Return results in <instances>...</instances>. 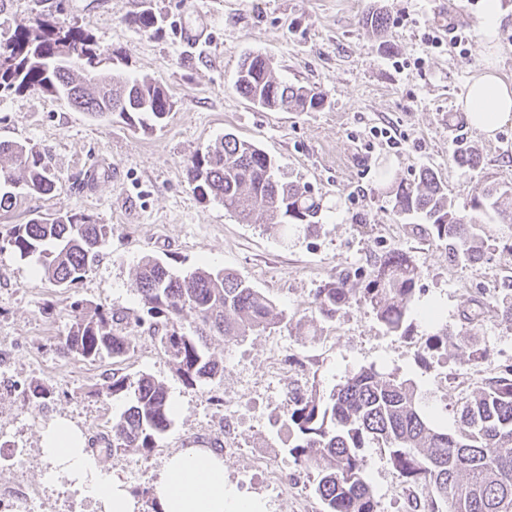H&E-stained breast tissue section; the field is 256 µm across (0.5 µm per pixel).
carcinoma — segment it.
I'll list each match as a JSON object with an SVG mask.
<instances>
[{"label": "carcinoma", "mask_w": 512, "mask_h": 512, "mask_svg": "<svg viewBox=\"0 0 512 512\" xmlns=\"http://www.w3.org/2000/svg\"><path fill=\"white\" fill-rule=\"evenodd\" d=\"M377 35L387 28L381 7L362 18ZM133 22L145 31L161 29L158 18L142 11ZM112 56L79 26H63L52 13L37 12L28 26L0 43V97L23 90L40 91L85 112L94 119L114 113L144 131L165 122L174 102L154 78L112 72ZM235 89L268 110L307 112L323 105L313 89L289 84L276 76L274 62L253 54L241 62ZM459 167L473 169L479 155L470 146L455 152ZM192 192L213 198L241 221L265 217L270 228L318 223L320 200L295 180L279 174L276 161L255 144L226 134L220 143L186 164ZM56 176L48 158L20 142H0V209L12 208L20 189L28 196L52 193ZM392 208L402 216H420L432 239L447 243L448 258L471 264L490 255L512 254V235L495 237L484 225L461 215L435 172L425 169L392 190ZM470 208L493 213L498 224L512 225V182H493L475 192ZM112 225L98 224L80 212L45 217L34 214L12 228L7 243L22 259L37 258L42 277L58 288H69L96 263ZM420 270L403 251L380 255L359 289V301L389 331L399 333L415 310ZM350 277L339 272L317 289L311 308L332 320L351 300ZM134 291L143 304L140 325L163 328L160 342L189 382L214 381L219 363L208 355L211 339L228 340L264 331L283 314L264 293L233 272L198 267L173 272L161 259L146 256L136 271ZM501 322L512 325V282L504 283L498 299ZM71 323L59 351L94 362L120 358L130 344L124 318L99 309L71 306ZM192 331H182L183 322ZM100 393L128 402L112 421V447L149 454L170 428L174 411L165 384L154 376L116 372ZM294 442L288 452L296 464L317 472L313 493L322 512H380L366 478L363 449L373 445L389 460L409 491L429 495L407 498L408 512H512V365L477 386L457 409L453 425L426 405L413 381L362 368L347 376L329 395L317 390L291 394L286 418Z\"/></svg>", "instance_id": "carcinoma-1"}]
</instances>
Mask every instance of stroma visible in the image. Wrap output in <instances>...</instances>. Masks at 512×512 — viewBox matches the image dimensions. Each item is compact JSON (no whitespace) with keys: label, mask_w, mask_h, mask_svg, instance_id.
<instances>
[{"label":"stroma","mask_w":512,"mask_h":512,"mask_svg":"<svg viewBox=\"0 0 512 512\" xmlns=\"http://www.w3.org/2000/svg\"><path fill=\"white\" fill-rule=\"evenodd\" d=\"M390 16L389 50L362 24L372 2ZM163 19L159 32L133 22L142 10ZM52 12L62 25L76 24L111 52L113 70L156 78L174 102L162 126L145 132L119 117L98 121L64 101L38 91L0 97V141H16L47 153L56 187L46 196H23L0 210V345L20 342L24 351L9 375L42 391L24 400L0 385V455L26 452L27 483L43 494L37 512H97L92 498L68 484H49L41 434L66 419L87 437L109 434L126 405L100 395L106 377L148 373L162 380L176 412L169 430L149 455L115 450L95 461L122 479L139 512H153V482L166 459L186 448H208L224 456L227 484L259 499L267 512H321L312 492L315 472L301 469L288 452L282 427L288 393H329L346 376L374 367L416 383L447 421L470 391L512 365V328L493 310L490 281L512 276V259L470 265L449 259L445 243L414 228L392 208L388 180H413L433 170L447 186L457 210H470L480 187L512 180V122L495 139L469 127L448 134V116L485 56L481 41L482 0H0V40L28 25L34 13ZM457 23L465 45L449 41L443 26ZM204 29L203 51L190 56L180 25ZM441 41L426 42L429 28ZM252 53L273 58L280 79L315 89L324 98L309 112L270 111L234 87L242 59ZM390 127L391 138L374 136ZM254 142L322 204L313 230L291 228L287 237L262 223H244L222 203L193 194L185 163L224 134ZM476 147L479 166L460 169L457 138ZM91 169L102 170L97 181ZM81 211L112 227L98 263L73 287L53 286L7 243L14 225L33 213ZM400 248L418 265L422 303H435L441 326L468 356L441 358L426 343L431 332L413 312L398 336L359 301L334 320L310 307L317 288L346 270L365 276L383 251ZM168 261L185 273L199 266L227 269L269 296L282 323L246 337L215 338L210 355L223 373L215 382L188 383L167 355L156 332L134 324L142 306L132 284L145 256ZM98 305L128 317L133 349L124 360L85 362L59 354L56 345L70 326L74 302ZM487 311L479 325L464 314L475 304ZM281 370H274L275 362ZM261 453L285 475L272 489L252 470ZM367 479L383 512H406L402 483L389 456L366 449Z\"/></svg>","instance_id":"stroma-1"}]
</instances>
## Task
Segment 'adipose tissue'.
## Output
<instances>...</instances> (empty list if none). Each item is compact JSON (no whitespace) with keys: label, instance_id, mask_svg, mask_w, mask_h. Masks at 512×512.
Listing matches in <instances>:
<instances>
[{"label":"adipose tissue","instance_id":"adipose-tissue-1","mask_svg":"<svg viewBox=\"0 0 512 512\" xmlns=\"http://www.w3.org/2000/svg\"><path fill=\"white\" fill-rule=\"evenodd\" d=\"M458 107L471 128L493 137L512 121V82L503 79L495 62L485 61ZM87 444L85 435L65 420L43 430L42 452L50 463L46 480H67L95 500L98 512H138L127 485L86 455ZM153 494L158 512H264L259 500L225 488L224 459L207 448H187L171 456L154 481Z\"/></svg>","mask_w":512,"mask_h":512}]
</instances>
